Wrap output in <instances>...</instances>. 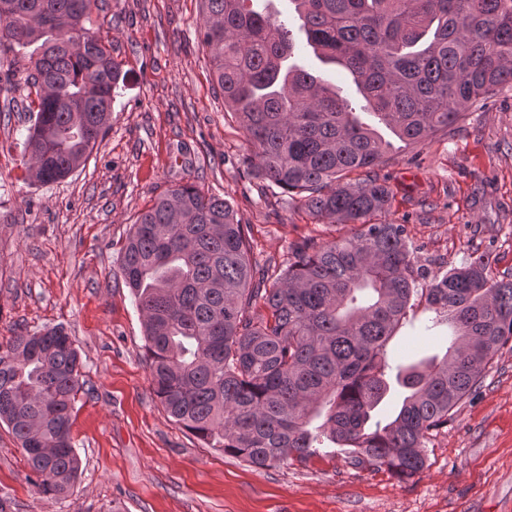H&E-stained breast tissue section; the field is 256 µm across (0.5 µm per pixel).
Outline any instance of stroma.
Wrapping results in <instances>:
<instances>
[{
	"label": "stroma",
	"mask_w": 512,
	"mask_h": 512,
	"mask_svg": "<svg viewBox=\"0 0 512 512\" xmlns=\"http://www.w3.org/2000/svg\"><path fill=\"white\" fill-rule=\"evenodd\" d=\"M199 0H100L92 28L126 75L111 126L84 169L31 184L21 165L34 113L24 108L28 60L0 54L15 86L0 94V345L63 326L82 361L74 448L82 466L68 497L51 500L0 424V497L11 512H512V342L475 392L432 432L424 470L399 479L353 464L331 445L307 461L258 469L206 447L167 417L150 388L142 315L121 274L122 247L151 199L192 182L230 201L249 225L254 257L284 265L288 245L335 229L291 196L253 179L249 146L200 43ZM295 61L364 101L345 71L305 40ZM396 192L388 221L407 223L420 266L437 273L489 255L512 276V88L417 146L393 140L378 169ZM416 301L389 356L443 354L448 326L423 330Z\"/></svg>",
	"instance_id": "35a3bbf8"
}]
</instances>
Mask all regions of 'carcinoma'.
<instances>
[{
  "label": "carcinoma",
  "instance_id": "cac0c4a2",
  "mask_svg": "<svg viewBox=\"0 0 512 512\" xmlns=\"http://www.w3.org/2000/svg\"><path fill=\"white\" fill-rule=\"evenodd\" d=\"M260 2L200 0V42L224 107L251 144L252 177L346 232L289 243L276 275L253 258L226 199L188 183L156 197L131 224L121 265L152 389L174 424L257 468L303 462L328 440L359 464L411 478L431 432L512 340V279L490 277L484 254L443 274L417 265L407 226L382 220L394 193L376 168L391 143L330 82L288 64L293 31ZM291 2L315 56L347 71L370 115L407 145L512 87V0ZM98 3L0 0V53L36 45L25 152L55 182L103 140L122 76L88 28ZM416 294L424 329L448 324L455 345L395 368L407 393L374 421L390 392L387 342ZM81 369L61 327L20 332L0 350V422L49 498L66 497L81 469L71 437Z\"/></svg>",
  "mask_w": 512,
  "mask_h": 512
}]
</instances>
